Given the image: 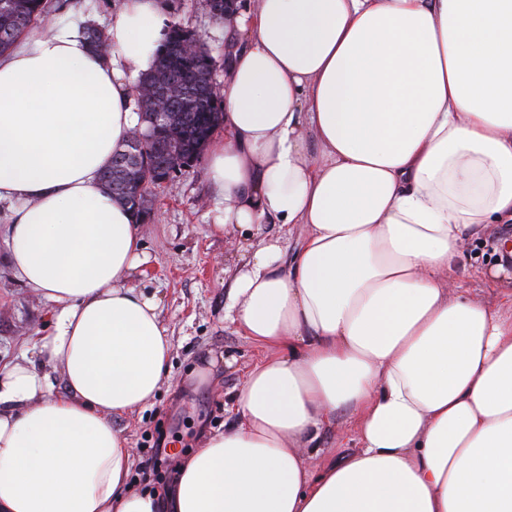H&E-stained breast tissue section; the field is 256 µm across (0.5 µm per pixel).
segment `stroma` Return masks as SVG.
I'll return each mask as SVG.
<instances>
[{
    "label": "stroma",
    "mask_w": 512,
    "mask_h": 512,
    "mask_svg": "<svg viewBox=\"0 0 512 512\" xmlns=\"http://www.w3.org/2000/svg\"><path fill=\"white\" fill-rule=\"evenodd\" d=\"M171 21L192 31L208 48L215 80L224 77V59L233 45V28L215 22L201 0H157ZM217 187L206 175L205 160L182 169L161 190L150 193L153 218L139 227L148 260L132 271L127 283L155 296L158 314L172 337L168 377L146 408L114 418L113 426L134 450L131 476L135 487L166 493L175 473L143 477L141 463L157 436L187 454L206 435L235 424L230 406L250 369L266 354L238 330L228 316L229 287L246 261L249 248L278 238L293 257L300 228L275 221L257 225L249 237L226 233L215 225ZM512 256V223L492 224L466 237L452 281L463 283L473 297L489 299L493 289L487 269ZM51 331L49 311L36 294L0 261V370L19 361L35 337ZM208 384L197 382L198 369L214 356Z\"/></svg>",
    "instance_id": "1"
}]
</instances>
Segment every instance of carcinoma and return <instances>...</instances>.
<instances>
[{"instance_id":"carcinoma-1","label":"carcinoma","mask_w":512,"mask_h":512,"mask_svg":"<svg viewBox=\"0 0 512 512\" xmlns=\"http://www.w3.org/2000/svg\"><path fill=\"white\" fill-rule=\"evenodd\" d=\"M57 10L59 7L52 0H0V53L8 50L30 25L53 21ZM82 29L91 46L106 54L110 44L105 31L91 22ZM192 38L190 31L175 23L170 25L157 53L155 71L139 81L143 91L135 98L143 112L142 133L154 134L166 159L181 169L198 160L213 132L224 122L220 96L211 85L212 61L207 48L200 46L194 55L182 51L183 43ZM155 99L164 100L165 111L171 113L160 129L147 118V113L154 111ZM129 150L130 144L126 143L114 153L102 181L108 194L131 210L132 182L140 175V169L129 162L119 163Z\"/></svg>"}]
</instances>
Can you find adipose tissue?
Listing matches in <instances>:
<instances>
[{
  "instance_id": "1",
  "label": "adipose tissue",
  "mask_w": 512,
  "mask_h": 512,
  "mask_svg": "<svg viewBox=\"0 0 512 512\" xmlns=\"http://www.w3.org/2000/svg\"><path fill=\"white\" fill-rule=\"evenodd\" d=\"M233 22L216 224L302 235L290 266L272 239L235 276L231 321L267 354L164 498L131 488L112 419L172 343L100 174L169 20L123 0L108 56L75 22L0 56L8 263L52 325L0 374V512H512V274L491 269V304L443 279L466 233L512 222V0H258ZM339 419L355 449L311 470Z\"/></svg>"
}]
</instances>
